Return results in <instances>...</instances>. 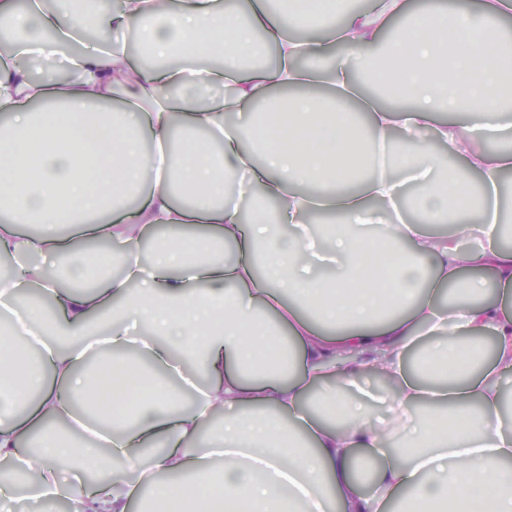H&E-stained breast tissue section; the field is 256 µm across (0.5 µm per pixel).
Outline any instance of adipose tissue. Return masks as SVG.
<instances>
[{
	"mask_svg": "<svg viewBox=\"0 0 512 512\" xmlns=\"http://www.w3.org/2000/svg\"><path fill=\"white\" fill-rule=\"evenodd\" d=\"M74 3L32 0L19 13L0 0V21L18 32L14 60L0 62V197L11 200L0 252L15 259L0 304L36 285L63 312L48 325L27 317L32 353L0 337V460L36 472L39 498L66 494L72 512H129L161 472L180 480L158 487L153 512H388L396 500L402 512H512V424L501 416L512 314L485 298L512 292L492 206L512 151L488 148L512 130L500 106L512 96L501 50L512 0L480 11L377 0L338 28L326 17L339 0L283 12L265 0H121L87 16ZM390 17L400 24L380 58L372 48ZM134 22L163 67L130 61ZM89 26L110 42L66 52ZM264 42L275 67L243 70ZM366 83L385 85L388 102ZM352 112L378 141L395 133L414 151L376 167ZM179 129L208 140L172 156ZM450 151L462 169L437 184ZM409 181L413 218L385 221ZM289 186L290 230L277 233L254 199ZM140 187L147 204L112 223L108 207ZM451 216L457 237L422 232ZM64 224L84 225L78 241ZM157 227L167 234L143 260L140 240ZM117 246L121 275L92 293L58 287L43 264L80 284ZM447 286L462 292L450 313L438 300ZM195 356L203 383L184 410ZM364 367L393 387L381 425L363 397L342 395ZM218 412L223 427L204 429ZM103 454L111 482L88 486ZM368 463L372 495L359 487ZM65 467L78 474L69 491Z\"/></svg>",
	"mask_w": 512,
	"mask_h": 512,
	"instance_id": "1",
	"label": "adipose tissue"
}]
</instances>
